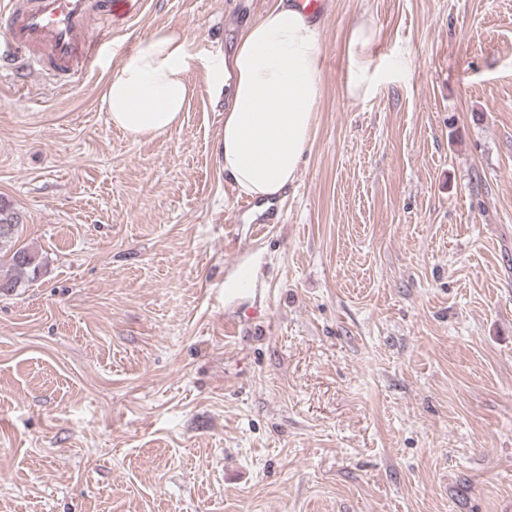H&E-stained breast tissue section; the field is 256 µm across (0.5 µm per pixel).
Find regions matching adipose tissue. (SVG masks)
<instances>
[{
    "label": "adipose tissue",
    "instance_id": "obj_1",
    "mask_svg": "<svg viewBox=\"0 0 512 512\" xmlns=\"http://www.w3.org/2000/svg\"><path fill=\"white\" fill-rule=\"evenodd\" d=\"M376 32L368 20L350 29L347 91L368 94L367 54ZM319 31L293 0H277L247 24L230 58L210 61L208 79L226 100L214 155L239 194L269 201L285 195L309 151L320 97ZM185 35L160 27L107 70L101 107L130 138L160 136L182 119L193 88Z\"/></svg>",
    "mask_w": 512,
    "mask_h": 512
}]
</instances>
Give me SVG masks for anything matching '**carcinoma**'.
I'll use <instances>...</instances> for the list:
<instances>
[{
	"label": "carcinoma",
	"mask_w": 512,
	"mask_h": 512,
	"mask_svg": "<svg viewBox=\"0 0 512 512\" xmlns=\"http://www.w3.org/2000/svg\"><path fill=\"white\" fill-rule=\"evenodd\" d=\"M19 223L14 213L0 204V293L8 294L41 274L38 253L18 243Z\"/></svg>",
	"instance_id": "carcinoma-1"
}]
</instances>
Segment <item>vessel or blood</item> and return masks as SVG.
Listing matches in <instances>:
<instances>
[{
  "instance_id": "1",
  "label": "vessel or blood",
  "mask_w": 512,
  "mask_h": 512,
  "mask_svg": "<svg viewBox=\"0 0 512 512\" xmlns=\"http://www.w3.org/2000/svg\"><path fill=\"white\" fill-rule=\"evenodd\" d=\"M140 0H0V33L11 51L4 57L17 80L38 72L76 84L97 69L94 23L111 34L138 9Z\"/></svg>"
}]
</instances>
